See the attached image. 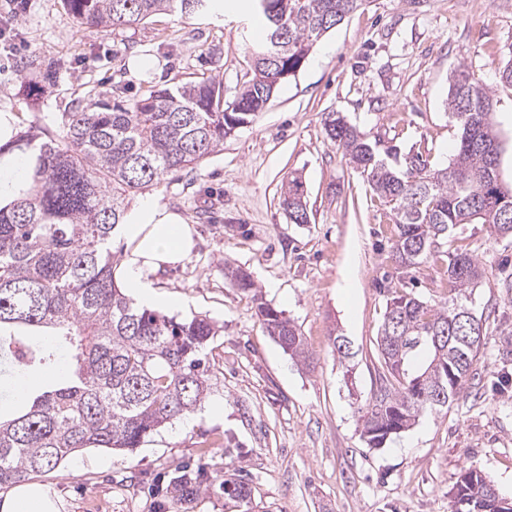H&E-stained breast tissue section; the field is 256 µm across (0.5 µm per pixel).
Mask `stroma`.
<instances>
[{
  "instance_id": "35a3bbf8",
  "label": "stroma",
  "mask_w": 512,
  "mask_h": 512,
  "mask_svg": "<svg viewBox=\"0 0 512 512\" xmlns=\"http://www.w3.org/2000/svg\"><path fill=\"white\" fill-rule=\"evenodd\" d=\"M223 4L205 21L159 14L104 32L79 26L63 0H30L16 18L10 0H0V21L11 22L0 40V110L14 112L18 131L34 124L58 132L72 101L91 89L133 99L151 85L211 76L233 97L252 76L265 24L251 0ZM34 54L57 65L55 81L38 91L19 72ZM511 61L512 0H369L223 149L150 189L192 229L188 256L151 279L173 300L169 315H202L217 327L206 348L210 389L136 452L87 448L42 475L63 512H175L167 473L204 450L212 476L243 478L251 497L209 491L194 512H448V491L469 466L512 497V238L465 224L450 241L484 271L471 294L484 328L478 390L369 448L357 406L377 387L386 299L409 293L441 304L448 290L440 264L409 273L396 264L390 208L323 127L326 113L340 112L369 141L445 167L458 138L448 76L460 67L492 91L500 172L510 184L512 86L498 71ZM295 176L306 224L292 223L281 205V188ZM228 265L247 268L263 299L294 320L311 366L267 335L252 295L225 278ZM338 335L354 352L349 377L333 353Z\"/></svg>"
}]
</instances>
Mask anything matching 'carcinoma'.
<instances>
[{"label": "carcinoma", "instance_id": "carcinoma-1", "mask_svg": "<svg viewBox=\"0 0 512 512\" xmlns=\"http://www.w3.org/2000/svg\"><path fill=\"white\" fill-rule=\"evenodd\" d=\"M82 26L113 31L154 15H204L213 0H63ZM267 36L252 78L231 100L213 78L173 86L152 85L131 100L102 96L77 101L65 113L64 134L30 128L4 151L16 152L25 185L0 204V356L20 372H51L67 346L68 378L35 394H17L14 417L0 418V489L57 468L80 448L134 452L144 439L181 419L209 390L201 354L217 335L205 317L177 319L137 304L118 284L112 239L132 196L195 168L224 146V138L250 123L278 85L295 76L313 47L366 0H256ZM43 83L55 65L36 56L20 63ZM448 113L459 126L456 153L435 168L419 152L380 149L339 112L324 118L327 138L342 151L372 191L388 204L397 228L393 256L413 270L442 262L448 305L415 296L386 300L377 340L381 384L361 407V434L382 448L428 409L447 406L478 375L480 346L463 339L470 295L482 277L479 262L459 249H443L457 228L485 224L492 235L512 236V187L499 180V143L492 121V91L457 68L448 78ZM281 204L295 224L310 215L302 181L281 188ZM233 287L256 289L252 273L227 267ZM257 315L284 352L305 366L311 352L293 320L258 301ZM462 335L459 340L456 335ZM332 340L345 375L350 348ZM470 471L467 504L450 512L497 510L481 499L487 477ZM213 485L209 463L179 462L168 487L182 506ZM224 493L250 497L242 480L224 481Z\"/></svg>", "mask_w": 512, "mask_h": 512}]
</instances>
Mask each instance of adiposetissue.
<instances>
[{"label": "adipose tissue", "mask_w": 512, "mask_h": 512, "mask_svg": "<svg viewBox=\"0 0 512 512\" xmlns=\"http://www.w3.org/2000/svg\"><path fill=\"white\" fill-rule=\"evenodd\" d=\"M125 240L123 283L138 300L148 306H160L152 273L164 264H176L193 248L189 225L179 223L159 201L142 200L126 215L121 226ZM0 512H60L56 494L39 482L17 485L0 498Z\"/></svg>", "instance_id": "adipose-tissue-1"}]
</instances>
